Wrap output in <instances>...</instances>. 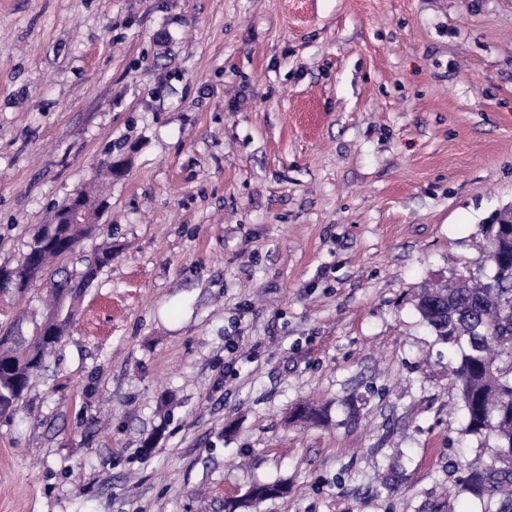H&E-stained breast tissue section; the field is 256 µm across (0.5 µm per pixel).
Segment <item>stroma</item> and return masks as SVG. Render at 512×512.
I'll use <instances>...</instances> for the list:
<instances>
[{
    "instance_id": "35a3bbf8",
    "label": "stroma",
    "mask_w": 512,
    "mask_h": 512,
    "mask_svg": "<svg viewBox=\"0 0 512 512\" xmlns=\"http://www.w3.org/2000/svg\"><path fill=\"white\" fill-rule=\"evenodd\" d=\"M112 159L0 512H481L416 299L512 216V0H0V264ZM259 492L257 494H252L251 489L242 497L236 499H228L224 502V511L225 512H238L237 510L245 507H252V505L257 501H265L268 499L277 498L280 494H283V490L280 484H267V485H259L256 488Z\"/></svg>"
}]
</instances>
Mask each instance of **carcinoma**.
Returning a JSON list of instances; mask_svg holds the SVG:
<instances>
[{"instance_id": "carcinoma-1", "label": "carcinoma", "mask_w": 512, "mask_h": 512, "mask_svg": "<svg viewBox=\"0 0 512 512\" xmlns=\"http://www.w3.org/2000/svg\"><path fill=\"white\" fill-rule=\"evenodd\" d=\"M481 232L484 262L446 284L421 289L416 308L436 340L455 349L465 434L495 444L491 462L458 463L466 472L460 491L486 501L485 512H512V220L484 224ZM88 234L79 224H60L51 236L40 227L16 264L0 265L6 276L1 297L23 295L34 286L28 278L31 269L58 274L46 284L50 303L32 333L24 330L22 319L0 328V417L16 413L76 315V305L60 307L59 289L80 296L98 270L112 263V246L106 245L83 268L69 265ZM282 493L279 484L261 485L255 495L249 491L224 501V512Z\"/></svg>"}]
</instances>
